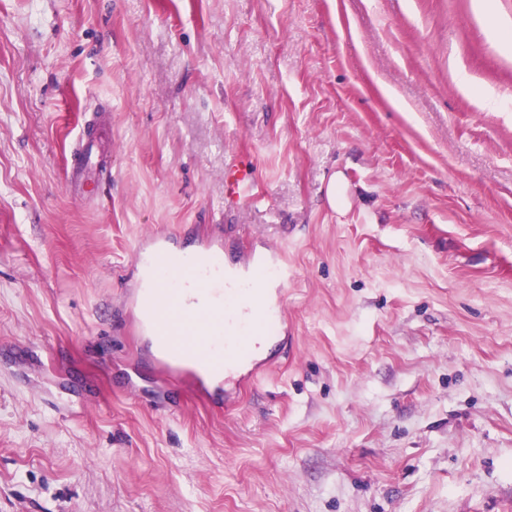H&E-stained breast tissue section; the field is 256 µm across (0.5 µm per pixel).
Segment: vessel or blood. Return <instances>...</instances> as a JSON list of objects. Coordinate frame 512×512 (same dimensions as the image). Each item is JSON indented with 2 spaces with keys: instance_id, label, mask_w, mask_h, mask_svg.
Instances as JSON below:
<instances>
[{
  "instance_id": "obj_1",
  "label": "vessel or blood",
  "mask_w": 512,
  "mask_h": 512,
  "mask_svg": "<svg viewBox=\"0 0 512 512\" xmlns=\"http://www.w3.org/2000/svg\"><path fill=\"white\" fill-rule=\"evenodd\" d=\"M93 140L91 127H84L71 151V182L99 179ZM135 254L153 277L130 297L131 314L155 367L173 383L204 390L233 383L243 390L272 364L261 357L260 341L287 346L283 290L292 268L284 255L264 248L242 264L229 265L223 240L211 238L179 262L167 236L141 243ZM202 324L213 329L204 349L188 341Z\"/></svg>"
}]
</instances>
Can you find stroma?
<instances>
[{"label":"stroma","instance_id":"stroma-1","mask_svg":"<svg viewBox=\"0 0 512 512\" xmlns=\"http://www.w3.org/2000/svg\"><path fill=\"white\" fill-rule=\"evenodd\" d=\"M168 233L295 270L232 412L130 329ZM0 512H512V0H0ZM92 130L91 124L85 126L72 148V164L69 172L71 184L95 181L100 179L102 174L92 159L91 151L94 141Z\"/></svg>","mask_w":512,"mask_h":512}]
</instances>
